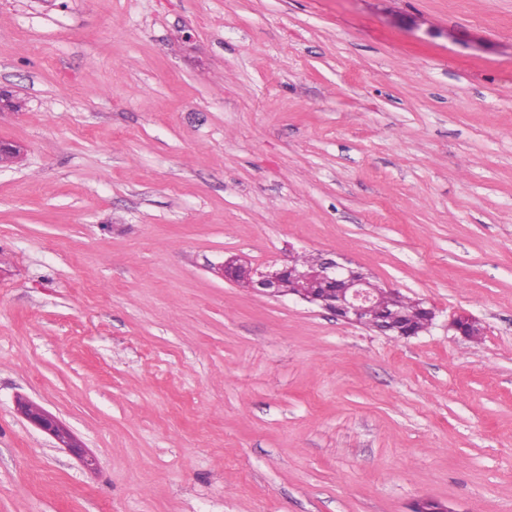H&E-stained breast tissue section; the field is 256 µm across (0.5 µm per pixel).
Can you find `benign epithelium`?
<instances>
[{"instance_id":"7a95c632","label":"benign epithelium","mask_w":512,"mask_h":512,"mask_svg":"<svg viewBox=\"0 0 512 512\" xmlns=\"http://www.w3.org/2000/svg\"><path fill=\"white\" fill-rule=\"evenodd\" d=\"M218 274L254 292L272 297L294 296L330 311L338 319L355 324L363 323L365 312L373 306L376 297L381 293V288L369 281L368 273L331 258L321 259L313 268L299 270L292 265H286L275 271H261L231 259L218 268ZM309 277L326 283L335 289V293L316 297L302 288L287 287L289 281L298 283ZM17 407L27 421L79 457L84 466L90 468L94 465L93 457L83 451L55 415L29 399L18 401Z\"/></svg>"}]
</instances>
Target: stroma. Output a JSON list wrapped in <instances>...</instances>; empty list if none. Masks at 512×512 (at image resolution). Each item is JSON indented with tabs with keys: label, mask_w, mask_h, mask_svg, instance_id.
<instances>
[{
	"label": "stroma",
	"mask_w": 512,
	"mask_h": 512,
	"mask_svg": "<svg viewBox=\"0 0 512 512\" xmlns=\"http://www.w3.org/2000/svg\"><path fill=\"white\" fill-rule=\"evenodd\" d=\"M1 84L0 512H512V0H0ZM336 254L431 327L217 272ZM20 414L36 428L52 436L61 447L68 449L79 457L87 468L94 465L93 457L87 455L81 446L74 441L71 433L62 422L41 405L29 400H19L17 403Z\"/></svg>",
	"instance_id": "stroma-1"
}]
</instances>
